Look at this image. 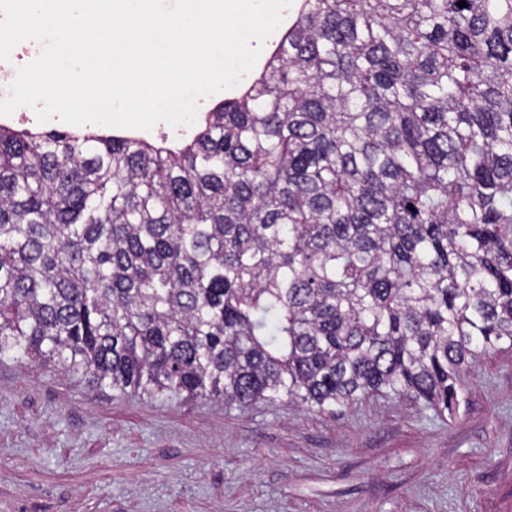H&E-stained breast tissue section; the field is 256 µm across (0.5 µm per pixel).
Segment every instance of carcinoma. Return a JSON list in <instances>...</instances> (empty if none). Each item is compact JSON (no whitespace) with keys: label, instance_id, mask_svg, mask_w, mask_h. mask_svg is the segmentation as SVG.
<instances>
[{"label":"carcinoma","instance_id":"obj_1","mask_svg":"<svg viewBox=\"0 0 512 512\" xmlns=\"http://www.w3.org/2000/svg\"><path fill=\"white\" fill-rule=\"evenodd\" d=\"M499 348L512 0H304L172 147L0 126V356L123 395L452 416Z\"/></svg>","mask_w":512,"mask_h":512}]
</instances>
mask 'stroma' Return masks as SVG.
I'll return each mask as SVG.
<instances>
[{
    "instance_id": "obj_1",
    "label": "stroma",
    "mask_w": 512,
    "mask_h": 512,
    "mask_svg": "<svg viewBox=\"0 0 512 512\" xmlns=\"http://www.w3.org/2000/svg\"><path fill=\"white\" fill-rule=\"evenodd\" d=\"M0 512H512V350L469 367L452 419L118 398L6 357Z\"/></svg>"
}]
</instances>
